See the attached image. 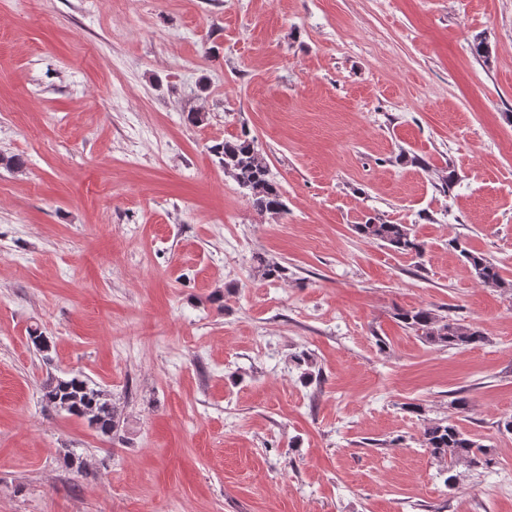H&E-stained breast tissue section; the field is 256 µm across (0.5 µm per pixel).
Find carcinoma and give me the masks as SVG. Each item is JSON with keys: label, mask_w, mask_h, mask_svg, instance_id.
<instances>
[{"label": "carcinoma", "mask_w": 512, "mask_h": 512, "mask_svg": "<svg viewBox=\"0 0 512 512\" xmlns=\"http://www.w3.org/2000/svg\"><path fill=\"white\" fill-rule=\"evenodd\" d=\"M210 151L224 167V172L234 178L246 191L252 207L270 215H279L285 210L283 194L279 185L270 178L268 166L257 148L255 140L244 133L224 139L210 146ZM354 230L363 238L383 243V245L406 255L420 257L425 244L412 234L406 224H391L380 218L370 217L362 224L354 225ZM473 270L478 281L490 288L512 292V281L505 280L499 266L485 255L452 242ZM258 272L265 280L288 278V267L279 262L258 258ZM397 317L404 326L425 343L468 349L485 343V336L476 327L461 324L456 319L430 308L401 309ZM29 338L42 358L51 361L52 340L43 332L34 329ZM291 362L302 370V377L310 382L315 378L316 363L308 352L295 353ZM43 407L49 411L64 412L87 422L88 426L103 436L118 434L121 413L115 401L107 397L88 377L79 373L67 378L49 377L42 395ZM421 445L443 466L447 474L445 483L452 488L456 485L462 467L466 470L483 469L493 463L490 449L478 443L463 432L453 421H431L424 426Z\"/></svg>", "instance_id": "carcinoma-1"}]
</instances>
